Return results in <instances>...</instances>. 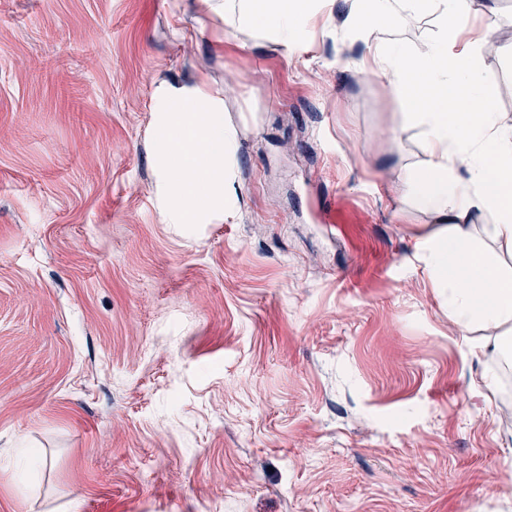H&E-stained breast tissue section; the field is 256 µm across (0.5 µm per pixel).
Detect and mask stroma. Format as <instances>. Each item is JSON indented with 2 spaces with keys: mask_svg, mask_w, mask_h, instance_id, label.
Instances as JSON below:
<instances>
[{
  "mask_svg": "<svg viewBox=\"0 0 512 512\" xmlns=\"http://www.w3.org/2000/svg\"><path fill=\"white\" fill-rule=\"evenodd\" d=\"M351 7L289 53L224 0H0V512H512V328L449 319ZM481 78L512 122V37ZM194 85L238 193L184 234L154 97Z\"/></svg>",
  "mask_w": 512,
  "mask_h": 512,
  "instance_id": "35a3bbf8",
  "label": "stroma"
}]
</instances>
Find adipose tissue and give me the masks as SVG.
Wrapping results in <instances>:
<instances>
[{
    "label": "adipose tissue",
    "mask_w": 512,
    "mask_h": 512,
    "mask_svg": "<svg viewBox=\"0 0 512 512\" xmlns=\"http://www.w3.org/2000/svg\"><path fill=\"white\" fill-rule=\"evenodd\" d=\"M325 0H225L227 22L248 21L291 51L309 39ZM434 15L437 35L415 50L391 46L383 33L405 16ZM488 0H357L348 29L367 46L363 73L380 79L423 128L425 170L403 180L447 239L427 236V265L448 291V316L461 327L476 321L512 323V283L475 243L484 235L512 255V125L483 90L479 66L499 26ZM488 222L473 223L474 215Z\"/></svg>",
    "instance_id": "obj_1"
}]
</instances>
